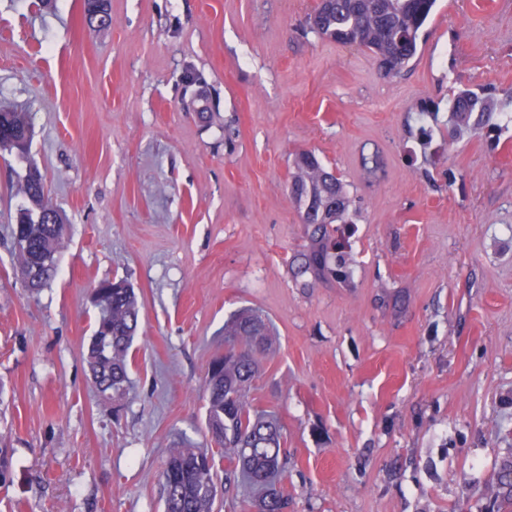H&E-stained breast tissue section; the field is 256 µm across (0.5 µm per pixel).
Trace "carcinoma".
Returning <instances> with one entry per match:
<instances>
[{
	"label": "carcinoma",
	"mask_w": 512,
	"mask_h": 512,
	"mask_svg": "<svg viewBox=\"0 0 512 512\" xmlns=\"http://www.w3.org/2000/svg\"><path fill=\"white\" fill-rule=\"evenodd\" d=\"M436 0H320L310 17V30L338 44L366 48L387 76L402 74L418 49L419 31L434 11ZM87 20L108 27V0H84ZM448 111L464 125L481 130L501 121V113L481 92L452 90ZM33 114L0 110V150L28 151ZM20 192L26 201L17 223L28 232L16 242L17 267L27 272L28 288L39 293L58 275L57 253L65 232L64 218L49 199L45 178L27 169ZM290 198L304 224H333L349 206L341 180L307 152L298 155ZM326 267L323 251L304 255L297 275L316 274ZM105 306L99 309L86 362L102 394L119 397L130 384L129 355L141 318L134 288L125 280L98 284ZM270 336L266 320L252 310H239L224 321V355L215 358L204 383L207 428L215 442L235 455L224 470V491L244 479L261 496L259 512H287L288 498L277 488L288 473L282 427L260 413L249 399L258 368V354ZM163 512H214L219 488L215 454L187 443L175 449L162 472ZM490 512H512V457L501 462L489 490Z\"/></svg>",
	"instance_id": "obj_1"
}]
</instances>
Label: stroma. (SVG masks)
<instances>
[{"mask_svg":"<svg viewBox=\"0 0 512 512\" xmlns=\"http://www.w3.org/2000/svg\"><path fill=\"white\" fill-rule=\"evenodd\" d=\"M318 4L109 0L101 28L84 0H0V107L35 115L28 161L0 152V512H163L185 438L224 471L202 384L242 307L275 326L251 397L283 427L288 512H486L512 455V123L449 141L448 90L512 113V0H438L396 77L310 31ZM303 150L349 199L319 233L289 199ZM30 162L66 224L36 295ZM315 237L329 269L298 277ZM114 278L142 304L118 400L84 356Z\"/></svg>","mask_w":512,"mask_h":512,"instance_id":"obj_1","label":"stroma"}]
</instances>
